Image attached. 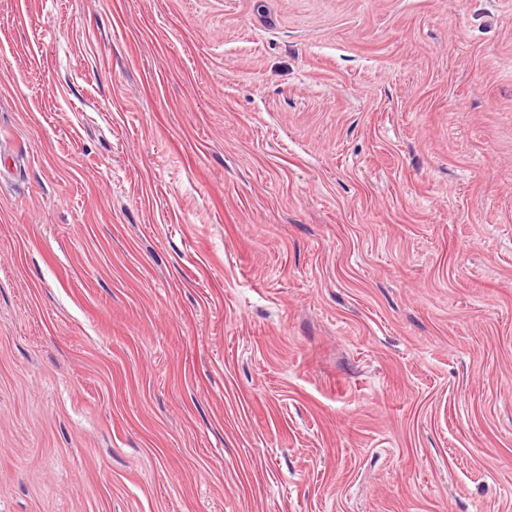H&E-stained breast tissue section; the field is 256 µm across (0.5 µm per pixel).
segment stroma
<instances>
[{
    "label": "stroma",
    "instance_id": "obj_1",
    "mask_svg": "<svg viewBox=\"0 0 512 512\" xmlns=\"http://www.w3.org/2000/svg\"><path fill=\"white\" fill-rule=\"evenodd\" d=\"M0 512H512V0H0Z\"/></svg>",
    "mask_w": 512,
    "mask_h": 512
}]
</instances>
